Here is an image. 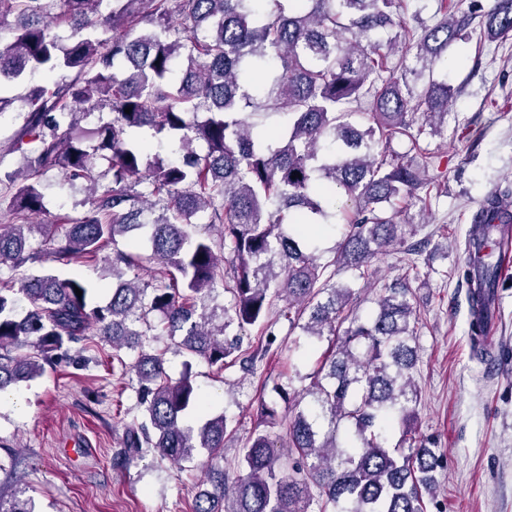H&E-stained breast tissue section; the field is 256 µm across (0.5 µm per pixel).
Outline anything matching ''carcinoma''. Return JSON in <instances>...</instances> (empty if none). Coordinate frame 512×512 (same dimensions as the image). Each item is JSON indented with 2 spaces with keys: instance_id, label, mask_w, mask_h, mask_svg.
Wrapping results in <instances>:
<instances>
[{
  "instance_id": "obj_1",
  "label": "carcinoma",
  "mask_w": 512,
  "mask_h": 512,
  "mask_svg": "<svg viewBox=\"0 0 512 512\" xmlns=\"http://www.w3.org/2000/svg\"><path fill=\"white\" fill-rule=\"evenodd\" d=\"M285 2L0 0V26L13 19V40L0 48V114L18 101L14 82L71 75L23 97L28 111L11 147L24 171H0L10 189L0 205L17 219L39 212L40 178L54 169L59 194L78 181L89 190L80 216H58L63 232L40 225L36 247L26 234L33 225L0 224V269L93 262L106 242L127 240L105 258L112 295L101 305L90 304L92 287L77 275L44 274L18 289L0 279V392L97 335L121 364L122 349L138 350L129 371L142 416L125 427L115 464L207 455L195 512H424L441 456L414 430L418 318L409 287L389 285L362 322L345 314L352 289L336 287L330 267L361 278L375 255L406 245L413 226L393 201H420L441 178L423 142L442 133L455 94L448 47L471 19L430 25L419 10L407 15V0ZM490 2L483 33L503 39L512 0ZM104 109L108 118L84 140L80 117ZM338 189L350 202L342 242L321 263L309 225L333 217ZM200 218L218 238L188 233ZM477 218V247L512 225L500 193ZM499 267L458 269L479 353ZM225 293L228 303L216 304ZM274 312L309 336L336 337V350L307 406L279 411L288 388L278 383L277 399L259 401L258 426L231 472L216 458L237 420L211 412L191 375L169 381L146 337L166 336L220 372L247 368L257 351L243 347L241 332L256 326L273 342ZM384 425L400 430L392 448ZM0 512L35 510L18 489L9 502L0 495Z\"/></svg>"
}]
</instances>
